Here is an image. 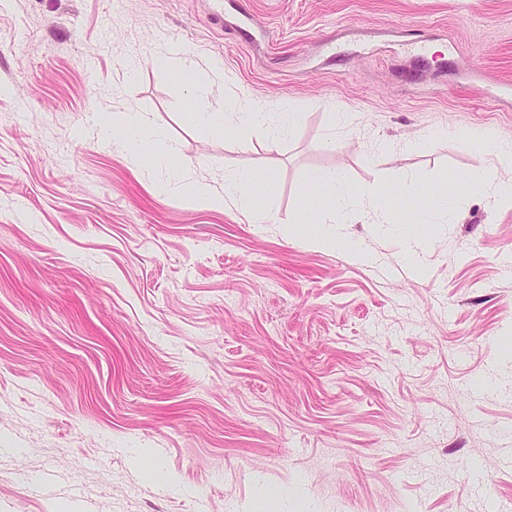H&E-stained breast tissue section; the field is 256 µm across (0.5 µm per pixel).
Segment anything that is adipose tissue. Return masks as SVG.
<instances>
[{"label":"adipose tissue","instance_id":"obj_1","mask_svg":"<svg viewBox=\"0 0 512 512\" xmlns=\"http://www.w3.org/2000/svg\"><path fill=\"white\" fill-rule=\"evenodd\" d=\"M297 104L281 101L276 105L242 97L232 106L231 115L223 111H200L191 113V120L210 132L220 133L224 128H231L236 138L244 143L251 142L258 131H266L269 136L280 137L293 130ZM121 126L122 134H113V126ZM98 134L113 151L138 155L141 151H151L156 159L154 173L166 183H176L178 175L172 161L176 149L168 143L160 132L155 130L146 113L133 109L118 112L112 125H102ZM221 186L196 184L193 188L197 203L210 207L221 208L228 203H247L250 199V188L254 182L252 176L240 171L234 164L224 166ZM329 195L333 209L331 212L318 215L322 224H345L350 216L345 210V203L350 191L334 174L315 175L307 184L306 196L318 197L319 194Z\"/></svg>","mask_w":512,"mask_h":512}]
</instances>
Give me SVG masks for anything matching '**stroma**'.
Here are the masks:
<instances>
[{
    "instance_id": "1",
    "label": "stroma",
    "mask_w": 512,
    "mask_h": 512,
    "mask_svg": "<svg viewBox=\"0 0 512 512\" xmlns=\"http://www.w3.org/2000/svg\"><path fill=\"white\" fill-rule=\"evenodd\" d=\"M245 95L293 135L190 119ZM130 107L185 184L99 144ZM467 129L512 140V0H0V512L512 507V208L469 184L512 164ZM228 161L253 213L194 200ZM315 172L459 219L318 245ZM460 141L464 147H467L476 154L486 153L492 146L498 151L500 155L512 161V144L503 142H493L490 137L478 131H463L460 136Z\"/></svg>"
}]
</instances>
